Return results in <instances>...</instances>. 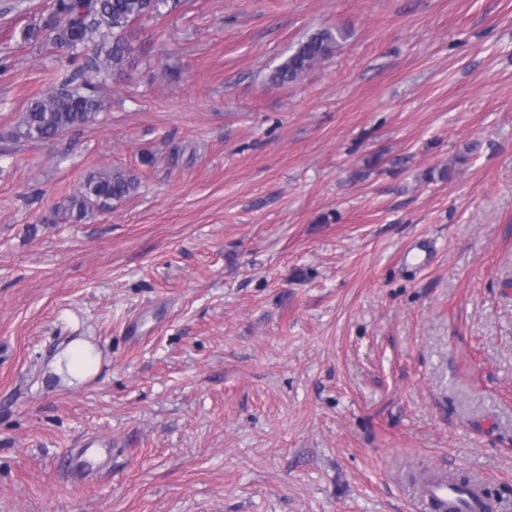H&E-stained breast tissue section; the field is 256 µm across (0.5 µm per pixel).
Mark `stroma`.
Wrapping results in <instances>:
<instances>
[{"label": "stroma", "mask_w": 512, "mask_h": 512, "mask_svg": "<svg viewBox=\"0 0 512 512\" xmlns=\"http://www.w3.org/2000/svg\"><path fill=\"white\" fill-rule=\"evenodd\" d=\"M49 3L0 0V512H431L425 470L512 512V0H159L104 110L19 142ZM345 40L346 34L340 29L324 28L308 35L272 71L270 80L280 85L297 81L314 66L329 58ZM138 186V177L128 171L113 169L91 172L78 191L69 196L59 208L76 219H82L94 211L111 209L112 201L130 196ZM50 366L56 373L81 381L96 372L98 359L93 346L84 340H75L54 356Z\"/></svg>", "instance_id": "1"}]
</instances>
